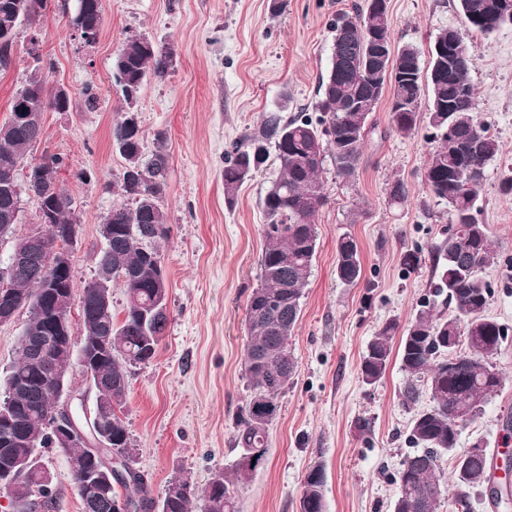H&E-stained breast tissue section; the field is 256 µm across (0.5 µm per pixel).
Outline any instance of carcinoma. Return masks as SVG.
I'll use <instances>...</instances> for the list:
<instances>
[{"label": "carcinoma", "mask_w": 512, "mask_h": 512, "mask_svg": "<svg viewBox=\"0 0 512 512\" xmlns=\"http://www.w3.org/2000/svg\"><path fill=\"white\" fill-rule=\"evenodd\" d=\"M494 0H458L459 13L468 27L461 39L468 42L466 57L453 56L443 71L430 61L429 71L420 77V53L412 45L401 48L391 73L375 80L366 78L363 43L373 27L390 36L386 13L374 14L370 5L353 4L358 25L350 37L352 50L332 53L326 77L319 80L316 115L299 113L286 118L288 97L278 110L266 113L255 129L244 135L224 162V196L233 204L241 186L260 170L269 150L275 151L278 174L260 201L265 215L260 284L249 295L246 309L248 342L244 360L248 395L237 427L242 454L267 456V427L280 411V397L296 375L298 362L290 339L301 312V298L308 285L316 256V219L326 201L322 177L326 154H331L336 174L344 180L356 178L364 157L368 135L376 124V111L385 87L392 88V102L410 104L429 93L427 119L435 130V146L424 170L423 181L435 198L448 205V237L436 249L438 268L431 281L430 297L422 303L399 339L400 368L405 374L399 390L403 408L412 410L423 395L431 405L415 413L408 430L413 453L406 455L394 476L397 485L393 512H439L442 500L451 495L460 512H470L471 493L486 492L493 508H500L508 491L492 487L494 464L488 451L469 453L458 448L464 427L482 412L489 396L501 390L503 377L492 359L507 340V330L487 314L490 284L481 274L495 261V251L485 225L477 215L479 188L487 164L502 152L498 139L488 134L476 115V93L471 80L475 46L469 32L489 35L512 17L502 18L492 9ZM45 0H0V45L2 38L22 24L36 23ZM95 28L103 22L101 0H83L80 12ZM171 58L151 41L138 36L126 39L113 63V76L125 102L121 118L112 126V145L126 160L113 184L121 201L114 204L103 221L112 226L108 244L99 252L96 273L124 278L125 315L116 322L112 306L100 300L96 280L82 288L80 301L86 363L94 377L96 406H112V416L102 418L112 433V453L133 463L132 439L120 416L126 401L130 369L152 359L169 323L168 298L156 288L163 257L160 242L170 232L161 202L167 188L169 154L167 138L159 133L150 157L143 154L144 132L135 104L144 80L164 77ZM53 62L34 59L26 78L30 87L16 90L9 118L0 124V238L15 231L12 214L16 209L14 187L31 182L56 224H77L71 197L54 181L64 166L63 158L47 154L30 157L42 133L22 116V98L29 94L31 111L43 113L62 109L58 90L47 87L45 73ZM357 109L350 111L347 103ZM419 113L390 112L391 127L402 135L416 129ZM454 139L462 151L448 148ZM56 240L48 237L29 243L28 236L16 239L14 249L26 256L13 288L29 310L44 316L49 312L40 265L44 264ZM336 277L346 285L362 277L360 249L355 239L343 235L336 244ZM451 313L434 312L437 299ZM399 325L389 320L367 345L361 363L362 379L376 383L387 371L392 341ZM43 368L32 363L28 348L19 346V358L5 379L0 412L7 413L23 439L0 443V470L15 462L28 463V476L20 492V512H47L53 508L54 492L43 490L38 477L43 473L38 448L45 436L60 396L45 390L38 379ZM453 461L452 482L440 469L443 456ZM255 472L237 463L223 481L209 483L205 490L206 512H237L236 487ZM325 477L316 465L306 476L300 498V512H325ZM128 491L121 495L119 489ZM195 496L188 479L175 476L165 495L156 501L141 475L115 473L112 493L99 499L92 512H192Z\"/></svg>", "instance_id": "cac0c4a2"}]
</instances>
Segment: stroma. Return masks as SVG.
<instances>
[{
  "label": "stroma",
  "mask_w": 512,
  "mask_h": 512,
  "mask_svg": "<svg viewBox=\"0 0 512 512\" xmlns=\"http://www.w3.org/2000/svg\"><path fill=\"white\" fill-rule=\"evenodd\" d=\"M354 0H102L103 24L87 45L71 24L74 0H47L36 26L42 55L54 62L49 85L68 88L72 108L43 116L38 152L63 156L57 175L78 217L72 274L83 286L95 274L103 216L120 196L113 177L125 159L112 146L123 103L112 80L117 49L142 35L171 51L163 79L148 78L137 101L144 149L157 133L170 153L164 210L171 233L161 243L169 285L170 320L153 360L131 368L124 420L134 466L153 497L175 475L187 477L195 512L215 473L231 471L242 450L236 430L247 396L243 360L248 296L259 282L264 222L261 197L276 175L266 162L224 200V153L269 111H312L328 69L336 13ZM395 46L428 55L437 33L461 26L455 0H387ZM28 26L17 35L16 62L0 74V123L32 59ZM471 79L479 119L502 144L479 192V221L497 260L483 275L492 288L488 312L512 333V195L499 186L512 177V25L491 36L473 33ZM390 97L373 114L358 176L338 178L325 159L327 200L317 218V253L301 314L290 340L298 371L268 428V454L237 495L239 512H299L304 478L322 465L326 512H392L393 478L411 448L412 413L398 402L405 376L398 361L373 384L360 362L379 327L407 325L429 294L436 247L446 236L448 208L422 180L434 143L427 119L412 135L389 124ZM408 187L405 203H389L394 181ZM350 235L361 252L362 278L336 277V243ZM422 247L423 261L405 271L406 250ZM494 363L501 391L466 426L460 447L482 441L488 450L512 441V341ZM367 429H360V422ZM52 478V512H82L67 456L45 451Z\"/></svg>",
  "instance_id": "obj_1"
}]
</instances>
